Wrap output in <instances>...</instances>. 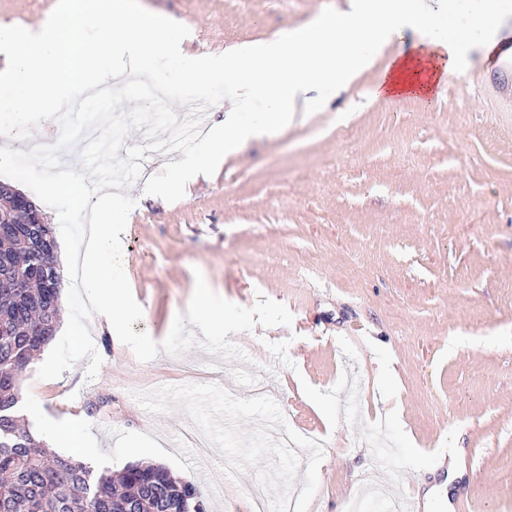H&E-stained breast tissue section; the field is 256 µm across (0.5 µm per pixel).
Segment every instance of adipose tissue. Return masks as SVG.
I'll use <instances>...</instances> for the list:
<instances>
[{
    "label": "adipose tissue",
    "instance_id": "obj_1",
    "mask_svg": "<svg viewBox=\"0 0 512 512\" xmlns=\"http://www.w3.org/2000/svg\"><path fill=\"white\" fill-rule=\"evenodd\" d=\"M494 22L492 0H433L421 10L415 0H350L348 10L316 16L281 38L236 54L234 63L216 56L206 60L184 53L179 29L164 25L154 12L132 0H60L50 19L31 26L0 25V112L11 118L0 127V164L12 156L7 140L30 125L49 129L67 98L105 84L114 65L146 70L157 56L170 57L188 86L229 82L245 89L246 101L263 110L247 121H231L223 134L173 168L185 186L222 163L246 142L287 127L301 101L319 107L339 86L365 69L373 52L401 38L420 34L418 56L394 61L376 87L377 94L431 96L436 84L453 73L463 53L484 44ZM320 96L307 100L311 88ZM111 209L93 212L89 237L76 258L82 286L98 329L111 328L125 312L121 292L108 285L112 276ZM43 440L86 455L79 419L46 420Z\"/></svg>",
    "mask_w": 512,
    "mask_h": 512
}]
</instances>
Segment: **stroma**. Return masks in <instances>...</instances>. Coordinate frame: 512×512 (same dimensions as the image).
<instances>
[{"label": "stroma", "mask_w": 512, "mask_h": 512, "mask_svg": "<svg viewBox=\"0 0 512 512\" xmlns=\"http://www.w3.org/2000/svg\"><path fill=\"white\" fill-rule=\"evenodd\" d=\"M186 34V53H233L330 14L345 0H136ZM502 27L433 98L377 96L394 60L415 55L405 32L375 55L325 110L253 140L198 176L179 201L145 194L121 236L122 266L143 315L168 334L194 291V270L227 300L258 295L292 312L291 326L230 335L247 362L192 349L142 363L116 333L94 334L86 361L42 380L31 364L18 414L79 415L99 460L119 475L152 462L195 486L204 512H253L256 469L225 476L215 448L198 453L191 420L154 414L134 392L216 383L272 397L288 425L324 447L309 512H347L364 484L422 498L445 482L448 451L470 461L450 507L512 512V0Z\"/></svg>", "instance_id": "stroma-1"}]
</instances>
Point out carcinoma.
<instances>
[{
  "label": "carcinoma",
  "instance_id": "carcinoma-1",
  "mask_svg": "<svg viewBox=\"0 0 512 512\" xmlns=\"http://www.w3.org/2000/svg\"><path fill=\"white\" fill-rule=\"evenodd\" d=\"M0 252L12 273L26 274L35 263L27 241L1 239ZM43 289L30 283L24 297L0 288V512H203L195 488L155 465L127 467L118 480L42 448L19 426L18 380L34 354L55 338L61 318V289L48 309L36 307ZM44 324L30 336V322Z\"/></svg>",
  "mask_w": 512,
  "mask_h": 512
}]
</instances>
